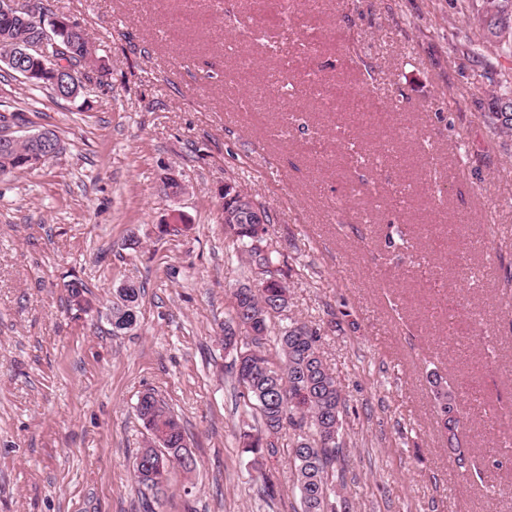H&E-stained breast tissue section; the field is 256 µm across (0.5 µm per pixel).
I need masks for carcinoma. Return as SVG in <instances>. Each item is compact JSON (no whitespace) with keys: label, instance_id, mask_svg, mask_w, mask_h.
<instances>
[{"label":"carcinoma","instance_id":"carcinoma-1","mask_svg":"<svg viewBox=\"0 0 512 512\" xmlns=\"http://www.w3.org/2000/svg\"><path fill=\"white\" fill-rule=\"evenodd\" d=\"M465 9L471 15L478 34L474 42L477 54L482 56L484 75L499 76L493 94L490 112L485 120L500 135L512 136V0H468ZM0 35L26 41L32 30L0 15ZM67 50L73 60L92 52L87 33L66 36ZM29 146L0 141V173L26 169ZM250 224H226L224 234L247 248L249 264L255 263ZM288 289L277 280L270 285L249 289L240 309L233 310L234 318L253 322L255 335L245 337L242 375L252 377V384L241 392L244 401L259 415L256 432L244 431L239 439L242 452L252 457L263 453L274 455L278 448L262 446V436L269 429L294 431L291 448L294 484L299 491L300 512H336L331 501L336 480V442L328 441L323 428L341 413L343 398L336 386L324 355L320 350V336L316 328L295 320L290 321L276 336L278 359L266 349L269 323L272 315L266 307L283 301ZM304 390L308 402L303 407L290 404L288 397ZM146 405L136 407L138 418L150 434L146 447L136 450L133 479L135 483L153 492L163 493L171 470L178 468L189 474L194 468L187 464L185 436L177 418L163 400L145 392ZM448 445L457 451L460 420L453 416L445 420Z\"/></svg>","mask_w":512,"mask_h":512}]
</instances>
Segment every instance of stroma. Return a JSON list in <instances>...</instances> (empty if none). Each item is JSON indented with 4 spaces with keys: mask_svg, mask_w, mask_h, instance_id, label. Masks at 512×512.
Wrapping results in <instances>:
<instances>
[{
    "mask_svg": "<svg viewBox=\"0 0 512 512\" xmlns=\"http://www.w3.org/2000/svg\"><path fill=\"white\" fill-rule=\"evenodd\" d=\"M44 2L109 71L74 102L0 72V115L64 145L0 173V512H298L292 431L257 466L239 443L255 411L224 325L257 280L224 236L227 184L267 211L288 314L318 329L345 401L338 512H512V137L485 123L462 0H294L285 22L277 0ZM177 14L195 27L173 31ZM256 14L272 38L249 34ZM339 81L388 121L355 119L325 92ZM175 210L189 229L158 236ZM126 283L139 320L117 333ZM437 376L466 416L459 453ZM147 390L197 462L157 502L132 480Z\"/></svg>",
    "mask_w": 512,
    "mask_h": 512,
    "instance_id": "obj_1",
    "label": "stroma"
}]
</instances>
